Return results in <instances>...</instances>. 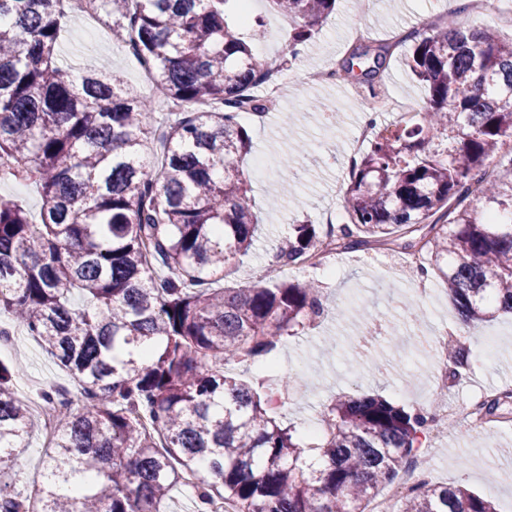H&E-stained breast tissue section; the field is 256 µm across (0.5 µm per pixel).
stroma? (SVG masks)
Segmentation results:
<instances>
[{
    "instance_id": "1",
    "label": "stroma",
    "mask_w": 512,
    "mask_h": 512,
    "mask_svg": "<svg viewBox=\"0 0 512 512\" xmlns=\"http://www.w3.org/2000/svg\"><path fill=\"white\" fill-rule=\"evenodd\" d=\"M252 10L262 25L256 41L259 57H286L279 76L275 106L262 114L240 118L251 139L242 167L248 181L253 211L259 224L252 254L232 268L225 280L234 287L254 279L258 271L271 270V256L292 224H321L326 218L347 221L344 192L349 171L364 148L353 134L363 108L358 100L361 83L350 78L307 85L303 76L324 64L340 68L355 51L389 49L384 67L374 80L387 88L397 108L419 111L424 90L405 71L410 30L446 20L448 0H374L371 10H359L357 0H338L335 11L298 57L288 55V20L273 11L268 0H254ZM458 19L475 27H492L512 36V0H485L482 11L459 5ZM67 25L80 39L62 42L59 53L78 69H96L120 77L143 95H151L142 65L112 40L111 33L95 19L76 15ZM368 29L361 39L352 29ZM294 158L303 172L290 193H282L278 162ZM280 276L314 279L323 287L324 313L314 328L288 338L276 360L282 372L306 380L305 390L292 393L283 407L284 423L314 442L321 406L337 394H374L397 404L416 407L426 397L429 382L443 369L439 341L456 315L442 283L420 304L421 318H413L403 301L413 286L414 274L402 256L372 243L356 252L336 255L328 269L283 267ZM470 350L471 365L447 395L449 404L460 406L484 391L512 385V315L503 314L482 323L477 332L461 336ZM0 361L19 365L22 394L38 403L44 387L73 388L74 381L40 345L17 332L13 345L0 344ZM47 439L41 418L32 421L25 450L16 459L20 490L40 480L41 459ZM430 480L440 485L464 483L491 500L497 512H512V484L500 474L512 468V427L475 431L465 423L427 441Z\"/></svg>"
}]
</instances>
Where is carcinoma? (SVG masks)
Returning <instances> with one entry per match:
<instances>
[{
    "mask_svg": "<svg viewBox=\"0 0 512 512\" xmlns=\"http://www.w3.org/2000/svg\"><path fill=\"white\" fill-rule=\"evenodd\" d=\"M237 4V20L227 5ZM244 0H80L147 65L176 111L156 133L152 99L59 64L63 0H0V182L32 183L38 221L0 197V313L36 337L80 387L40 394L54 431L34 498L0 479V512H161L178 485L197 512L219 497L238 512H366L436 422L378 395L334 397L305 444L275 405L297 384L247 382L232 363L275 362L322 310L315 280L224 287L253 245L240 162L242 112L275 66L253 54ZM288 40L309 41L336 0H270ZM405 58L426 98L417 119L377 133L344 196L341 250L427 229V265L471 328L512 314V39L454 16L415 30ZM497 158L495 170L489 160ZM322 242L292 224L286 265ZM0 363V476L31 426ZM397 512H496L462 484L427 480Z\"/></svg>",
    "mask_w": 512,
    "mask_h": 512,
    "instance_id": "cac0c4a2",
    "label": "carcinoma"
}]
</instances>
